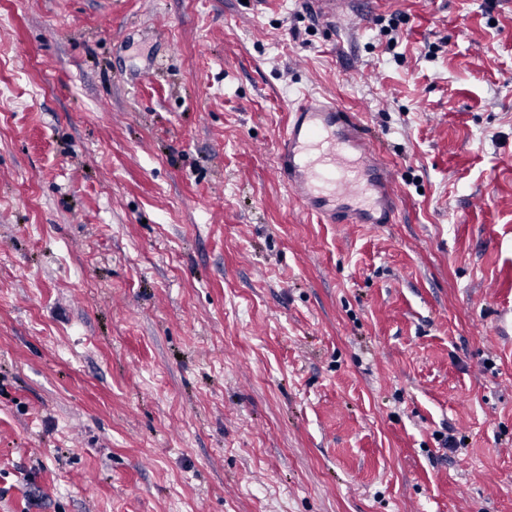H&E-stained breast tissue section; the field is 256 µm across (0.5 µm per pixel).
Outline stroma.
I'll return each instance as SVG.
<instances>
[{
  "instance_id": "35a3bbf8",
  "label": "stroma",
  "mask_w": 512,
  "mask_h": 512,
  "mask_svg": "<svg viewBox=\"0 0 512 512\" xmlns=\"http://www.w3.org/2000/svg\"><path fill=\"white\" fill-rule=\"evenodd\" d=\"M354 8L0 0V512H512V0ZM307 93L395 223L274 179ZM316 13L330 22H336V18H344L351 23L360 18V13L353 11L351 0H308Z\"/></svg>"
}]
</instances>
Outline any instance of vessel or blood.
Listing matches in <instances>:
<instances>
[{"label":"vessel or blood","instance_id":"1","mask_svg":"<svg viewBox=\"0 0 512 512\" xmlns=\"http://www.w3.org/2000/svg\"><path fill=\"white\" fill-rule=\"evenodd\" d=\"M328 21L355 20L351 0H308ZM277 173L303 207L331 224H390L399 192L353 116L307 95L283 136Z\"/></svg>","mask_w":512,"mask_h":512}]
</instances>
